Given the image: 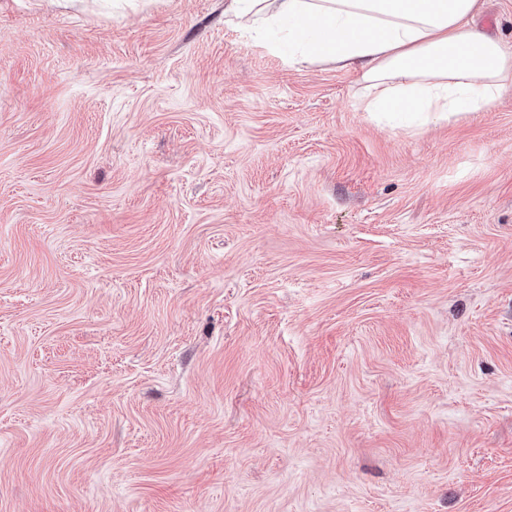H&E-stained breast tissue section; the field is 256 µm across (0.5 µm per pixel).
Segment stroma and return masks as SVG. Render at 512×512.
I'll return each mask as SVG.
<instances>
[{
  "mask_svg": "<svg viewBox=\"0 0 512 512\" xmlns=\"http://www.w3.org/2000/svg\"><path fill=\"white\" fill-rule=\"evenodd\" d=\"M361 94L224 0H0V512H512V89Z\"/></svg>",
  "mask_w": 512,
  "mask_h": 512,
  "instance_id": "35a3bbf8",
  "label": "stroma"
}]
</instances>
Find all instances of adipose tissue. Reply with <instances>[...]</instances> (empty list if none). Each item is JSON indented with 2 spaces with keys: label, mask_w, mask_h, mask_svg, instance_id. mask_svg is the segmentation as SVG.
<instances>
[{
  "label": "adipose tissue",
  "mask_w": 512,
  "mask_h": 512,
  "mask_svg": "<svg viewBox=\"0 0 512 512\" xmlns=\"http://www.w3.org/2000/svg\"><path fill=\"white\" fill-rule=\"evenodd\" d=\"M477 0H225L224 13L291 62L349 68L363 111L407 123L489 112L512 48L471 28Z\"/></svg>",
  "instance_id": "adipose-tissue-1"
}]
</instances>
